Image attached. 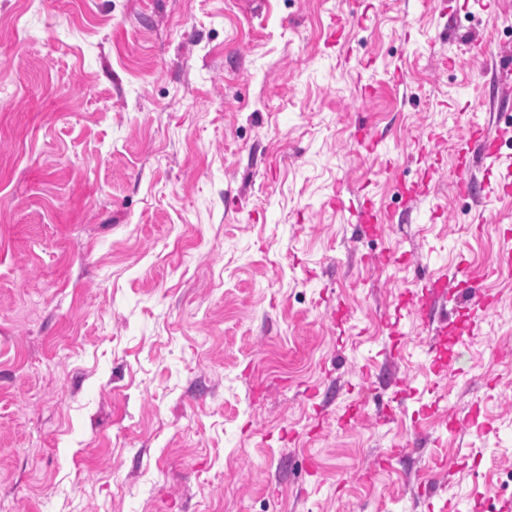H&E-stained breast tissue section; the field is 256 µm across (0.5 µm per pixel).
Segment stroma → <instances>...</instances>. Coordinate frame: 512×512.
Masks as SVG:
<instances>
[{
    "label": "stroma",
    "mask_w": 512,
    "mask_h": 512,
    "mask_svg": "<svg viewBox=\"0 0 512 512\" xmlns=\"http://www.w3.org/2000/svg\"><path fill=\"white\" fill-rule=\"evenodd\" d=\"M478 39L512 52V0H0V512L512 502ZM470 143L475 151L484 159L499 161L502 158L500 152V137L494 136L488 129H476L469 134Z\"/></svg>",
    "instance_id": "35a3bbf8"
}]
</instances>
